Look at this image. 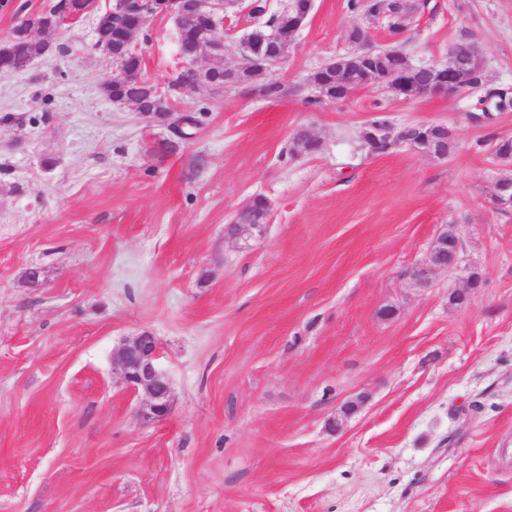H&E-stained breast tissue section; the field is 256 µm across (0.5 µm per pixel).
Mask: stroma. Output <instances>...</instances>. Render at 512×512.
Returning <instances> with one entry per match:
<instances>
[{
	"label": "stroma",
	"mask_w": 512,
	"mask_h": 512,
	"mask_svg": "<svg viewBox=\"0 0 512 512\" xmlns=\"http://www.w3.org/2000/svg\"><path fill=\"white\" fill-rule=\"evenodd\" d=\"M356 24L388 44L386 19L314 0L275 69L286 94L184 91L173 109L198 124L173 152L103 95L93 18L0 78V117L23 118L0 120V512H512V208L492 197L512 164L487 147L512 110L478 123L472 92L381 84L308 105ZM406 25L412 63L446 64L467 35L512 86V0H423ZM145 28L142 76L165 82L174 23ZM379 115L448 126L456 147L373 154L359 133ZM257 195L264 234L230 238ZM444 224L462 262L419 283ZM471 270L483 286L458 303ZM142 332L172 391L162 421L112 363Z\"/></svg>",
	"instance_id": "35a3bbf8"
}]
</instances>
